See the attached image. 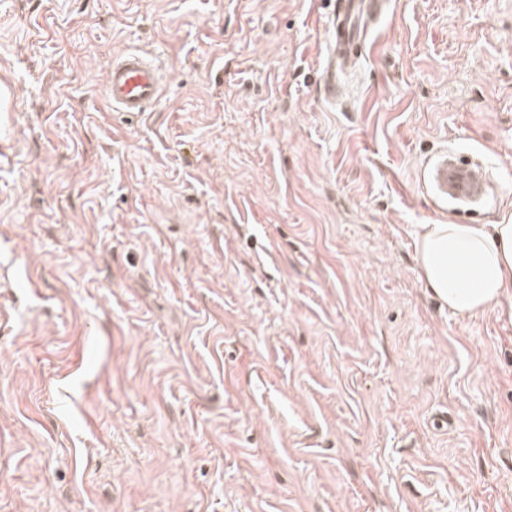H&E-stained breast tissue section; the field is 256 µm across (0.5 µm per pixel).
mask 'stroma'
I'll list each match as a JSON object with an SVG mask.
<instances>
[{"label":"stroma","instance_id":"obj_1","mask_svg":"<svg viewBox=\"0 0 512 512\" xmlns=\"http://www.w3.org/2000/svg\"><path fill=\"white\" fill-rule=\"evenodd\" d=\"M332 8L0 0V512H512V311L415 242L512 222V0H391L330 102ZM448 149L477 213L422 187ZM165 71L146 51L118 54L104 88L112 111L127 115L147 112L160 100Z\"/></svg>","mask_w":512,"mask_h":512}]
</instances>
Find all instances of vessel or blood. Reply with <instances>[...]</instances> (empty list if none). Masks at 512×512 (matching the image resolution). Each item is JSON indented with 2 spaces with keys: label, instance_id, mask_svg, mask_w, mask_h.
<instances>
[{
  "label": "vessel or blood",
  "instance_id": "1",
  "mask_svg": "<svg viewBox=\"0 0 512 512\" xmlns=\"http://www.w3.org/2000/svg\"><path fill=\"white\" fill-rule=\"evenodd\" d=\"M389 5L390 0H336L326 23L321 71L327 96H336L340 74L359 65ZM164 80V69L148 52L127 51L114 58L104 88L113 111L137 115L159 102ZM423 181L435 199L464 212L475 210L490 188L479 164L449 151L427 165Z\"/></svg>",
  "mask_w": 512,
  "mask_h": 512
}]
</instances>
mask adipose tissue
<instances>
[{"label":"adipose tissue","instance_id":"1","mask_svg":"<svg viewBox=\"0 0 512 512\" xmlns=\"http://www.w3.org/2000/svg\"><path fill=\"white\" fill-rule=\"evenodd\" d=\"M416 252L423 285L455 314L512 301V223L424 224Z\"/></svg>","mask_w":512,"mask_h":512}]
</instances>
